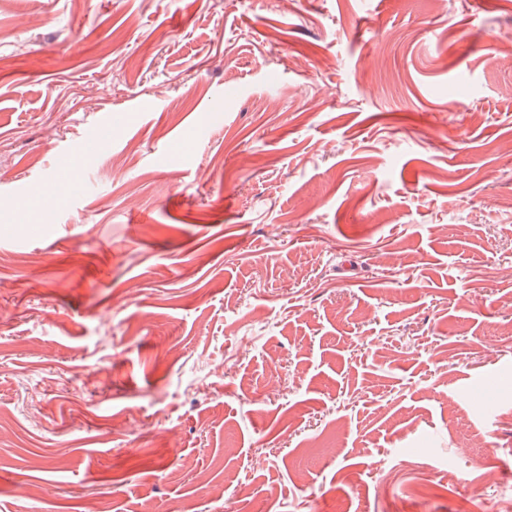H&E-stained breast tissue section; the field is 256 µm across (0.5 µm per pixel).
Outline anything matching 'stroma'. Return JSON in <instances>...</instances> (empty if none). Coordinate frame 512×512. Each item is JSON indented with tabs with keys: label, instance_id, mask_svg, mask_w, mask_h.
Masks as SVG:
<instances>
[{
	"label": "stroma",
	"instance_id": "obj_1",
	"mask_svg": "<svg viewBox=\"0 0 512 512\" xmlns=\"http://www.w3.org/2000/svg\"><path fill=\"white\" fill-rule=\"evenodd\" d=\"M0 144V512L512 496V0H0ZM132 116L129 113L112 118V113L101 119L95 128L87 137L86 149H92L102 139L112 136L117 132V128L113 126V122L128 123Z\"/></svg>",
	"mask_w": 512,
	"mask_h": 512
}]
</instances>
